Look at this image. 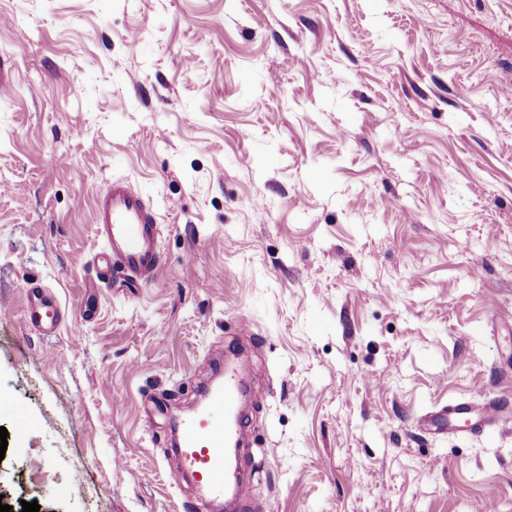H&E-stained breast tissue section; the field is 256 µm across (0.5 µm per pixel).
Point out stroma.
Here are the masks:
<instances>
[{"label": "stroma", "mask_w": 512, "mask_h": 512, "mask_svg": "<svg viewBox=\"0 0 512 512\" xmlns=\"http://www.w3.org/2000/svg\"><path fill=\"white\" fill-rule=\"evenodd\" d=\"M0 500L211 512L171 416L229 343L250 512H512V0H0ZM162 266L99 282L96 188ZM44 285L49 335L25 307ZM27 315L33 326L41 332L56 329L62 320V313L55 298L45 293L37 284L30 286ZM445 414L448 417V432L463 424L473 432L493 437L512 424V411L495 401L481 404L452 402L448 404Z\"/></svg>", "instance_id": "obj_1"}]
</instances>
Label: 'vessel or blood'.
<instances>
[{
  "instance_id": "obj_1",
  "label": "vessel or blood",
  "mask_w": 512,
  "mask_h": 512,
  "mask_svg": "<svg viewBox=\"0 0 512 512\" xmlns=\"http://www.w3.org/2000/svg\"><path fill=\"white\" fill-rule=\"evenodd\" d=\"M91 222L103 250L95 262L101 281L113 274L146 280L161 266L159 225L150 201L128 181H106L94 195ZM27 315L39 331L49 332L62 320L55 298L39 285H31ZM240 384L236 373H227L222 384L209 390L204 404L184 423L176 453L187 476L210 499L232 494L249 501L251 492L242 484L229 457L242 429L238 404ZM449 427L464 425L471 431L495 436L512 426V410L494 401L474 404L449 403Z\"/></svg>"
}]
</instances>
